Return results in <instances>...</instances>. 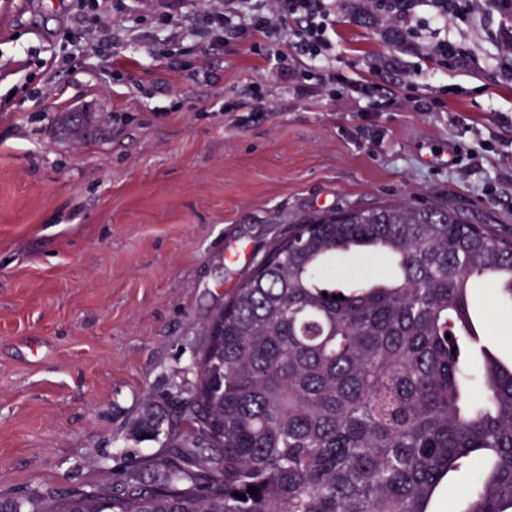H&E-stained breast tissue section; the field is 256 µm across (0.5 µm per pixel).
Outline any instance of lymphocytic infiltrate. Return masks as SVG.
I'll list each match as a JSON object with an SVG mask.
<instances>
[{"instance_id":"f902f5d3","label":"lymphocytic infiltrate","mask_w":512,"mask_h":512,"mask_svg":"<svg viewBox=\"0 0 512 512\" xmlns=\"http://www.w3.org/2000/svg\"><path fill=\"white\" fill-rule=\"evenodd\" d=\"M235 0H203L197 26L210 40L221 43L231 37L249 44L260 66L277 65L292 80L299 95L322 92L314 76L338 84L358 98L371 97V81L350 79L337 72L331 61L340 40L334 0H263L259 8L237 13ZM371 14L387 21L392 30L409 34L420 22L415 0H367ZM243 22H236V15Z\"/></svg>"}]
</instances>
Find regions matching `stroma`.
Instances as JSON below:
<instances>
[{
	"label": "stroma",
	"instance_id": "stroma-1",
	"mask_svg": "<svg viewBox=\"0 0 512 512\" xmlns=\"http://www.w3.org/2000/svg\"><path fill=\"white\" fill-rule=\"evenodd\" d=\"M196 11L100 0L112 39L93 46L79 0H0V496L89 490L162 456L137 422L191 382L203 328L300 218L401 200L512 239V57L487 35L497 11L448 27L478 66L428 80L363 0H339L336 69L375 83L380 107L298 97L236 41L211 44ZM110 54L138 64L108 68ZM260 95L270 111H255ZM80 106L101 130L64 135ZM471 316L511 364L512 305L477 280Z\"/></svg>",
	"mask_w": 512,
	"mask_h": 512
}]
</instances>
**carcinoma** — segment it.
Returning a JSON list of instances; mask_svg holds the SVG:
<instances>
[{"label": "carcinoma", "mask_w": 512, "mask_h": 512, "mask_svg": "<svg viewBox=\"0 0 512 512\" xmlns=\"http://www.w3.org/2000/svg\"><path fill=\"white\" fill-rule=\"evenodd\" d=\"M340 253L389 258L396 273L338 281ZM475 280L512 301V240L452 210L307 215L204 329L161 459L94 496L48 490L0 512H431L477 457L489 465L461 490L465 512H512V364L487 356L474 377L463 357L480 344Z\"/></svg>", "instance_id": "1"}]
</instances>
